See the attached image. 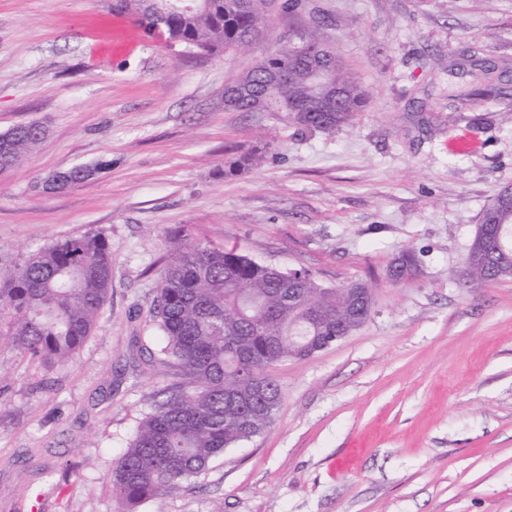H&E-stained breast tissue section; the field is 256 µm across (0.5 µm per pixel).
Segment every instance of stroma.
I'll use <instances>...</instances> for the list:
<instances>
[{
    "mask_svg": "<svg viewBox=\"0 0 512 512\" xmlns=\"http://www.w3.org/2000/svg\"><path fill=\"white\" fill-rule=\"evenodd\" d=\"M321 24L369 91L350 124L229 112L224 88L288 30ZM512 62V0H304L213 57L138 29L117 0H0V132L44 139L0 175V269L102 233L112 294L75 358L0 345V512H120L112 476L153 396L187 378L152 315L175 235L322 286L373 294L368 321L272 368L262 434L137 512H512V278L456 281L492 195L512 185V79L456 75L466 48ZM263 162L227 174L232 153ZM102 163L59 192L53 174ZM418 259L394 283L392 261Z\"/></svg>",
    "mask_w": 512,
    "mask_h": 512,
    "instance_id": "obj_1",
    "label": "stroma"
}]
</instances>
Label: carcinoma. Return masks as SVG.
Here are the masks:
<instances>
[{
	"label": "carcinoma",
	"instance_id": "cac0c4a2",
	"mask_svg": "<svg viewBox=\"0 0 512 512\" xmlns=\"http://www.w3.org/2000/svg\"><path fill=\"white\" fill-rule=\"evenodd\" d=\"M271 0H195L171 14L156 0H131L130 12L148 30L160 28L170 46L219 55L264 36ZM321 47L334 68L327 80L341 92L337 111H325L319 85L296 51ZM265 71L283 80L270 91L273 110L286 112L307 130L349 123L368 104L369 92L346 68L336 48L315 29L282 37L263 59ZM466 73L477 79L504 74L496 61L471 55ZM45 130L20 128L0 143V173L15 169ZM254 148L225 162L227 171L257 165ZM483 224L512 231V193L497 190L483 211ZM502 271L477 262L459 271L463 288L508 278L512 255H499ZM404 278L417 269L413 252L395 260ZM112 291V253L100 233L66 237L30 256L16 269L0 272V341L45 364L71 361L96 326ZM371 308L344 288H324L310 273L288 284L285 270L263 266L234 249L177 240L160 275L153 313L167 340L165 352L191 379V387L159 392L112 477V494L124 512L156 499L197 476L232 444L254 436L274 420L281 392L269 369L296 356L288 333L325 343L349 326L360 328Z\"/></svg>",
	"mask_w": 512,
	"mask_h": 512
}]
</instances>
